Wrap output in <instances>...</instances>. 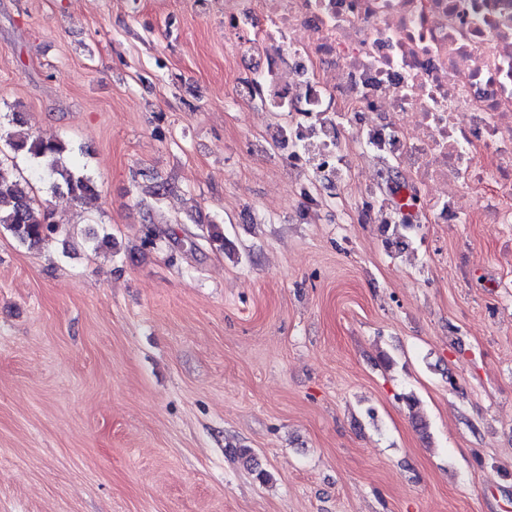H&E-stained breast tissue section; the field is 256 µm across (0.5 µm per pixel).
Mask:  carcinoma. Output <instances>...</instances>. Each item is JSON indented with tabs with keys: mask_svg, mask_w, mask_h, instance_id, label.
Returning a JSON list of instances; mask_svg holds the SVG:
<instances>
[{
	"mask_svg": "<svg viewBox=\"0 0 512 512\" xmlns=\"http://www.w3.org/2000/svg\"><path fill=\"white\" fill-rule=\"evenodd\" d=\"M70 151L61 140L45 141L29 132L0 135V228L29 247L58 231L53 213L36 199L31 178L47 182L51 192H64L77 203L95 195L91 175L64 162ZM21 154L38 162L30 177L17 164Z\"/></svg>",
	"mask_w": 512,
	"mask_h": 512,
	"instance_id": "obj_1",
	"label": "carcinoma"
}]
</instances>
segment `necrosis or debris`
Returning <instances> with one entry per match:
<instances>
[{
	"instance_id": "1",
	"label": "necrosis or debris",
	"mask_w": 512,
	"mask_h": 512,
	"mask_svg": "<svg viewBox=\"0 0 512 512\" xmlns=\"http://www.w3.org/2000/svg\"><path fill=\"white\" fill-rule=\"evenodd\" d=\"M224 38L252 64L231 104L280 115L246 146L284 161L302 223L328 182L403 232L363 175L383 163L409 174L420 223L512 229V0H224Z\"/></svg>"
}]
</instances>
